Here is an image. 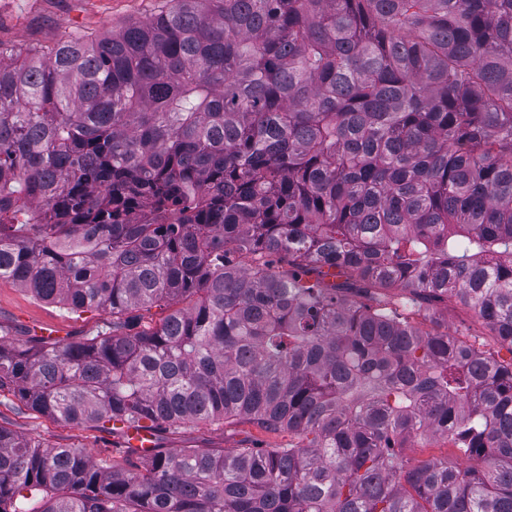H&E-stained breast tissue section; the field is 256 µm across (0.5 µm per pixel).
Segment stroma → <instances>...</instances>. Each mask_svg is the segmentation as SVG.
Returning <instances> with one entry per match:
<instances>
[{"mask_svg":"<svg viewBox=\"0 0 512 512\" xmlns=\"http://www.w3.org/2000/svg\"><path fill=\"white\" fill-rule=\"evenodd\" d=\"M168 5V0H0V41L21 49H49L67 34L105 35L132 21L145 19ZM422 328L440 327L476 340L479 348L499 363H512V346L496 339L491 327L472 310L442 302L426 314L417 315ZM55 325L64 341H73L107 331L112 315L102 309L72 311L34 298L8 281L0 282V337L13 342L46 325ZM0 426L40 441L49 447L79 446L101 465L129 469L137 458L121 431L106 432L91 426L74 427L24 408L12 392H0ZM295 433L272 432L241 420L231 425H190L160 434L163 448H224L257 445L285 446L298 443ZM405 457L417 465L445 460L467 466L446 437L415 439Z\"/></svg>","mask_w":512,"mask_h":512,"instance_id":"35a3bbf8","label":"stroma"}]
</instances>
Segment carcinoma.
<instances>
[{
  "label": "carcinoma",
  "mask_w": 512,
  "mask_h": 512,
  "mask_svg": "<svg viewBox=\"0 0 512 512\" xmlns=\"http://www.w3.org/2000/svg\"><path fill=\"white\" fill-rule=\"evenodd\" d=\"M0 281L112 313L0 339L30 410L302 437L123 473L0 426V512H512V364L392 307L449 300L512 345V0H169L0 43ZM428 435L471 465H409Z\"/></svg>",
  "instance_id": "cac0c4a2"
}]
</instances>
